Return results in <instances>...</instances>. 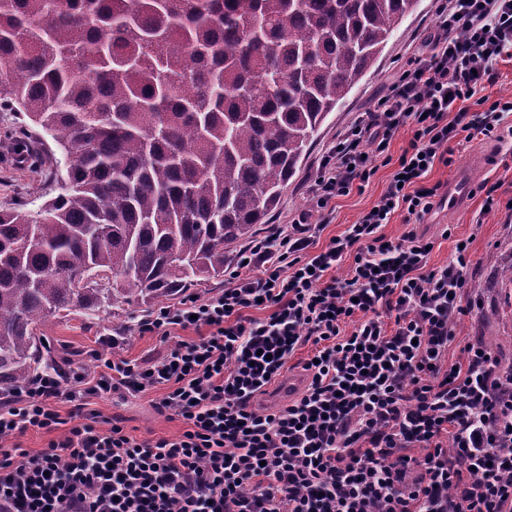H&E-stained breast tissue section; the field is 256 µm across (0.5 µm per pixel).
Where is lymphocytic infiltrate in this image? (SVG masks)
I'll return each mask as SVG.
<instances>
[{
	"instance_id": "obj_1",
	"label": "lymphocytic infiltrate",
	"mask_w": 512,
	"mask_h": 512,
	"mask_svg": "<svg viewBox=\"0 0 512 512\" xmlns=\"http://www.w3.org/2000/svg\"><path fill=\"white\" fill-rule=\"evenodd\" d=\"M436 14L426 51H411L391 93L337 134L310 210L239 250L221 292L139 320L162 354L118 359L108 336L88 351L91 368L0 388V512H512V374L478 337L448 359L472 310L469 251L433 267L417 230L382 231L396 212L430 213L440 187L424 180L453 165V141L500 140L512 112L511 93L485 94L512 60V0H436ZM381 163L396 169L374 210L315 250L313 213L363 189ZM188 328L200 337L177 339ZM305 346L301 394L263 404ZM152 388L181 435L138 440L91 406ZM30 430L53 438L29 453L17 438Z\"/></svg>"
}]
</instances>
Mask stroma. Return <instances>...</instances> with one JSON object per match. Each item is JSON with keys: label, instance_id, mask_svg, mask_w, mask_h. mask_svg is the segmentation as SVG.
Segmentation results:
<instances>
[{"label": "stroma", "instance_id": "obj_1", "mask_svg": "<svg viewBox=\"0 0 512 512\" xmlns=\"http://www.w3.org/2000/svg\"><path fill=\"white\" fill-rule=\"evenodd\" d=\"M438 25L434 0H419L413 14L395 28L384 51L374 66L354 85L320 128L305 159L289 181L277 207L262 224L254 228V237H261L277 224L310 206L308 187L313 181L322 158L336 142L337 133L367 111L370 102L390 92L396 73L404 61L406 50L425 40ZM23 117L13 112L0 111V210L25 206L28 212L40 210L44 203L58 193L57 182L66 172V164L52 139L33 142L34 152L48 151L49 160L18 164L8 156L10 143L6 131L22 123ZM500 146L492 140L474 139L461 142L455 148L452 166L435 164L425 182L448 184L456 178L472 183L489 180L495 184L496 198L512 199V155L506 161H495ZM392 166L378 167L363 192L333 199L323 212L325 221L315 229L317 248H324L333 237L342 235L361 212L371 208L385 189ZM485 195L470 194L454 213L443 216L439 212L426 215L419 224L420 231L432 238L434 248L431 266L446 264L457 241L469 243L472 271L464 289L465 298L474 300L473 312L462 317L457 337L448 350L449 360L461 356L463 345L471 337L489 340L492 352L503 365L512 364V284L502 276L504 268L512 265V221L505 210L484 211ZM146 307L122 303L108 313L88 320L80 315L52 321L44 330L52 353L58 358L86 364V353L99 348L100 339L115 334L119 342L114 349L117 356L147 361L161 354L165 345L160 338L133 330L131 324L146 314ZM160 396L152 389L136 396L114 393L96 399L95 407L105 417L121 421L126 431L137 438L172 437L181 433L184 424L158 414L153 403Z\"/></svg>", "mask_w": 512, "mask_h": 512}]
</instances>
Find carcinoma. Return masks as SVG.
<instances>
[{
  "label": "carcinoma",
  "mask_w": 512,
  "mask_h": 512,
  "mask_svg": "<svg viewBox=\"0 0 512 512\" xmlns=\"http://www.w3.org/2000/svg\"><path fill=\"white\" fill-rule=\"evenodd\" d=\"M417 0H0V109L61 150L37 216L0 211V386L62 314L224 273ZM120 288H110V279Z\"/></svg>",
  "instance_id": "cac0c4a2"
}]
</instances>
